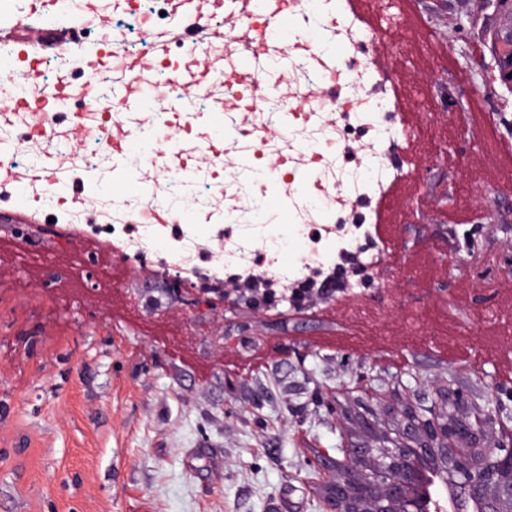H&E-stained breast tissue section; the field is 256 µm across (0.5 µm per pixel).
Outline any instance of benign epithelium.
I'll use <instances>...</instances> for the list:
<instances>
[{
  "label": "benign epithelium",
  "instance_id": "benign-epithelium-1",
  "mask_svg": "<svg viewBox=\"0 0 512 512\" xmlns=\"http://www.w3.org/2000/svg\"><path fill=\"white\" fill-rule=\"evenodd\" d=\"M500 24L493 57L502 79L512 84V0H495ZM220 313L243 305L265 311L275 303L294 309L304 302L284 292L262 302L250 288H203ZM437 408L400 400L384 407L359 396L357 422L378 443L348 439L343 458L321 463L320 491L329 512H430L425 475L440 474L451 492L452 512H512V445L495 438L505 427L493 398L478 404L454 387L435 388Z\"/></svg>",
  "mask_w": 512,
  "mask_h": 512
}]
</instances>
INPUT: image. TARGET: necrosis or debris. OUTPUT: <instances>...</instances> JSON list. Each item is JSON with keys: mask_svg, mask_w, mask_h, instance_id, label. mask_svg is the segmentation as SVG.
<instances>
[{"mask_svg": "<svg viewBox=\"0 0 512 512\" xmlns=\"http://www.w3.org/2000/svg\"><path fill=\"white\" fill-rule=\"evenodd\" d=\"M120 0H95L100 17L128 47H144L149 31L178 26L171 0H140L136 11H125ZM304 28L318 30L316 39L288 46L269 43L254 63L249 78H226L223 69L206 68L193 95L182 100L173 64L181 63L187 47L172 43L167 62L133 76L113 70V94H97L82 103V113L120 134L132 122L124 107L122 89L145 87L149 96L183 101L187 113L212 106L224 114V130L231 146L247 163L232 179H224V157L213 154L206 165L198 159L206 142L190 122L172 113L155 112L150 125L156 132L148 155L158 177L138 196L115 205L103 194L100 182L77 180L76 191L93 201L99 212L111 213V225L92 224L89 232L109 235L120 256L135 263L151 262L172 271L189 289L201 282L220 283L250 273L270 286L309 290L320 279L336 276L348 255H356L367 277H375L380 247L366 217H352L350 208L336 202L338 191L363 202L375 196L378 183L358 175L362 166L379 170L384 152L383 113L392 111L389 99H364L369 73L348 76L323 70L319 60L345 53L359 62L367 34H344L337 17L338 0H295ZM71 85L101 84L100 76L63 58L47 66L38 86L28 85L23 67L0 83V108L10 109L18 93L49 98L59 79ZM321 88L311 100L313 88ZM14 148L11 160L33 168L43 157L65 155L75 172L112 170V150L105 138L88 134L76 144L46 134L40 155H31L20 123L0 124V144ZM192 195L203 211L198 224H160L158 215L185 214L184 195ZM287 198L294 222L255 224L256 212L267 211L271 198ZM301 244L288 263L280 256L289 238Z\"/></svg>", "mask_w": 512, "mask_h": 512, "instance_id": "necrosis-or-debris-1", "label": "necrosis or debris"}]
</instances>
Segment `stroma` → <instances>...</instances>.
<instances>
[{
	"instance_id": "obj_1",
	"label": "stroma",
	"mask_w": 512,
	"mask_h": 512,
	"mask_svg": "<svg viewBox=\"0 0 512 512\" xmlns=\"http://www.w3.org/2000/svg\"><path fill=\"white\" fill-rule=\"evenodd\" d=\"M355 8L410 119L384 145L393 192L366 205L384 233L376 282L354 305L314 292L227 320L162 295L153 264L0 223V512H325L316 464L347 434L331 390L431 407L451 380L495 393L512 421V223L478 197L512 174L498 15L457 0ZM89 254L105 279L77 270ZM228 321L246 334L217 343ZM254 353L265 376L238 370Z\"/></svg>"
}]
</instances>
